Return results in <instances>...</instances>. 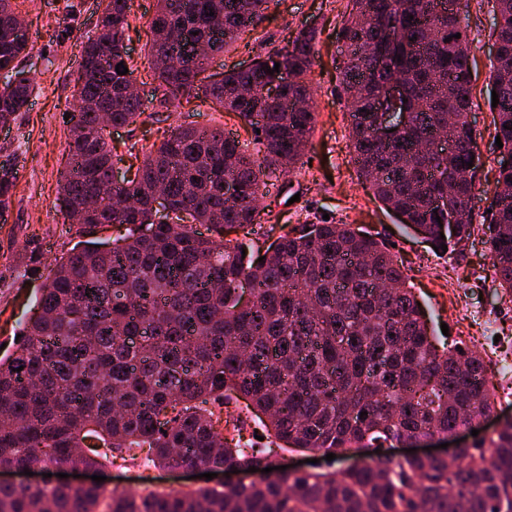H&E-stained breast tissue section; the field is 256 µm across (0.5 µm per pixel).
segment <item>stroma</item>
<instances>
[{
	"instance_id": "obj_1",
	"label": "stroma",
	"mask_w": 512,
	"mask_h": 512,
	"mask_svg": "<svg viewBox=\"0 0 512 512\" xmlns=\"http://www.w3.org/2000/svg\"><path fill=\"white\" fill-rule=\"evenodd\" d=\"M100 0H16L33 50L23 63L36 90L26 112L0 124V165L14 169L16 187L7 212L0 213V345L13 351L21 329L37 310L41 288L56 259L96 239L109 242L119 231L109 225L89 233L71 223L58 192L67 166L74 85L82 44L99 15ZM348 0H269L262 22L224 52L210 59L207 74L240 68L285 46L300 30L316 32L310 78L320 95L310 143L293 175L269 176L262 199L265 215L244 237L266 247L282 231L329 218L335 224L376 234L395 244L408 283L421 302L438 345L459 343L485 361L489 387L505 392L501 366L512 362V296L502 295L487 245V208L495 191L500 151L494 142L489 109V75L493 60L490 29L494 0H462L473 63L470 119L476 130L481 168L472 201L474 232L456 250H434L427 239L388 213L360 178L348 149L350 118L337 86L342 42L340 30ZM156 0H132L125 43L142 99H150L156 82L150 69L149 21ZM207 126L236 134L248 153L258 146L251 130L205 97L181 102L177 111L161 113L154 123L107 129L114 167L134 161L131 146L160 143L177 126ZM138 472L108 464L101 473L112 490L141 493L159 488L187 490L206 485V478L158 468L139 454Z\"/></svg>"
}]
</instances>
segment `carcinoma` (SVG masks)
<instances>
[{"label":"carcinoma","instance_id":"carcinoma-1","mask_svg":"<svg viewBox=\"0 0 512 512\" xmlns=\"http://www.w3.org/2000/svg\"><path fill=\"white\" fill-rule=\"evenodd\" d=\"M79 61L68 165L60 192L74 224L127 227L121 240L87 241L56 263L37 314L0 358V466L96 470L145 449L154 465L269 467L274 449L334 462L364 442L377 449L349 470L267 473L259 483L127 495L91 483L37 489L0 485V512H512V420L476 437L453 462L395 458L382 448L461 425L495 408L480 356L438 351L424 310L385 244L348 224H300L264 251L242 253L225 232L261 223L263 177L286 176L305 155L315 111L308 81L315 34L202 83L208 57L176 59L187 44L224 51L263 19L267 0H157L149 28L152 107L128 92L131 0H104ZM341 29L340 88L360 176L399 221L436 245L473 230L480 166L469 120L471 44L460 0H350ZM490 108L503 143L488 214L499 287L512 295V0H495ZM13 0H0V123L26 111L36 85ZM461 37H456V34ZM279 71H274L275 63ZM273 73H268V70ZM291 80L275 96L282 73ZM405 122H379L387 87ZM200 90L260 130L262 159L221 129L177 128L143 150L112 187L121 204L89 200L110 181L109 128L158 120ZM446 133L448 150L423 143ZM472 166H467V163ZM14 171L0 169V210ZM162 187L168 206H154ZM463 211L448 223L445 209ZM207 226L204 237L193 224ZM22 371H17V368ZM250 401L269 447L243 441L246 419L224 409ZM365 416H360V413ZM113 452L88 454L87 438Z\"/></svg>","mask_w":512,"mask_h":512}]
</instances>
